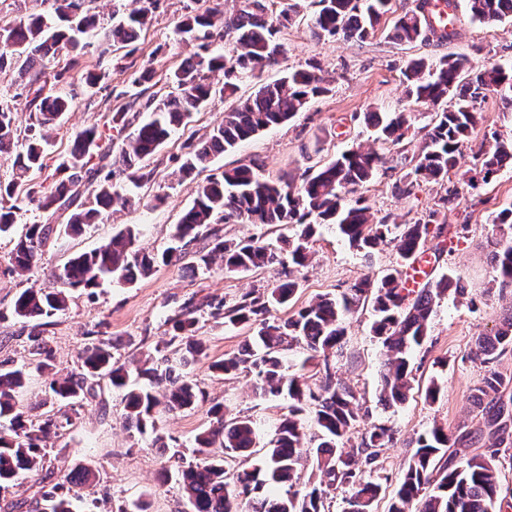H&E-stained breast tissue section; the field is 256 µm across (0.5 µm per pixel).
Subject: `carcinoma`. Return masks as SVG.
Here are the masks:
<instances>
[{
    "label": "carcinoma",
    "mask_w": 512,
    "mask_h": 512,
    "mask_svg": "<svg viewBox=\"0 0 512 512\" xmlns=\"http://www.w3.org/2000/svg\"><path fill=\"white\" fill-rule=\"evenodd\" d=\"M73 0H54L58 23L42 14H31L23 20L0 27V71L17 69L24 81L27 110L33 112L28 138L18 144L14 105L0 101V153L21 147L17 153V176L7 185L0 184V197L25 196L50 210L62 206L71 209L65 232L76 233L85 224H96L114 204L123 206L130 199L112 186V173L102 179L103 166L90 167L95 157L103 162L112 158L135 184L149 180L144 161L154 156L175 127L199 110L216 93L232 95L237 82L255 71L278 62L283 44L278 40L282 29L292 23L296 4L281 0L274 10L266 0H239L230 14L219 6H208L196 0L197 7L180 15L176 33L186 41L199 42L203 52L185 59L170 75L172 90L152 93L141 104L150 118L125 137L119 151L114 141H105L97 128L77 132L69 155L60 165L65 178L48 190L35 187L28 174L43 168L45 145L50 133L61 124L71 108L72 99L55 90L66 79V71H46V62L56 58L62 49L80 54L88 46L74 36L90 37L96 26L94 16L81 9L74 19L68 18ZM158 0H135L136 7L118 15L112 24V40L130 46L151 20ZM390 0H313L315 10L311 30L318 38L362 41L375 29L387 12ZM452 11L448 19L440 18L430 0H415V5L395 22L389 37L401 43L436 41L443 43L455 32L446 24L455 17L457 0H445ZM469 13L482 23L496 24L512 20V0H466ZM234 36L233 56L208 52V47L224 36ZM221 73L222 85L212 76ZM406 97L415 104L434 108L425 126L424 143L409 153L405 139L413 125L410 112H393L383 118L378 112H367V125L377 130L376 140L399 147V164L410 168L399 179L398 190L410 196L420 183H434L444 190L437 208L425 218L412 223L399 222L388 215L376 222L365 199L353 196L357 187L373 180L385 170L386 157L375 148L358 144L336 158L309 168L301 175L300 184L285 177L265 178L249 166L227 168L208 177L198 188L193 204L183 213L173 234L174 245L162 254H152L135 247L139 225L123 224L107 243L71 257L64 265L59 280L67 288L84 290L102 282L132 284L148 275L158 264L181 262L191 255L199 265L208 266L219 259L224 271L249 273L265 269L279 261L277 252L253 236L228 242L219 235L217 224L244 221L284 229L297 227L292 240L283 239L292 263L306 264L310 240L316 227L336 226L350 247L368 252L393 243L401 259L415 261L426 246L429 236L439 239L459 236L468 222L454 231L438 216L456 198L457 189L448 185L449 174L480 119L481 102L490 93H512V63L474 67L470 59L443 57L439 60L412 59L405 70ZM330 91L322 68L316 64L307 70L287 72L273 82H258L252 95L224 113L204 140L185 153L180 171L189 176L210 160L259 132L281 125L304 111L316 98ZM485 176L492 177L505 167L512 168V140L493 135L474 152ZM88 191L93 201L82 200ZM17 206L0 202V237L13 232ZM58 232L53 224H30L14 245L12 263L21 274H31L37 267L41 247ZM203 246L191 252L196 242ZM492 265L500 286L512 285V237L500 240L492 251ZM403 270L392 268L381 277L369 276L354 283L340 297L324 296L282 318L273 311L285 307L295 295L298 283L292 279L279 282L262 292L244 295L242 300L224 313L227 323L248 327L252 336L238 352L211 365L220 375H253L262 397L288 400V414L276 424L266 442L263 466L237 475L230 482L224 476V457H249L257 447V424L249 415L227 413L221 403L209 409L207 429L195 437V457L181 461L174 473L161 472L162 481L171 477L182 484L190 512H321L327 489L347 486L345 512H372L382 490L381 484L365 477V467L376 463L379 449L392 440L391 430L373 425L361 435L356 448H347L346 437L359 421V406L350 387L336 380L329 361L330 353L342 348L346 321L366 302L372 303L374 319L370 332L382 345L384 372L380 400L400 405L413 389L412 354L424 347L435 306L442 297L463 295L466 288L460 277L451 272L426 282L414 292L401 288ZM61 290L26 288L15 298L12 313L23 320L50 318L65 310ZM196 319L187 317L173 324L171 341L175 347L153 360H137L131 364L117 361L112 344L99 341L86 346L79 356L77 370L65 377L47 376L49 393L68 405L95 397V383L107 378L112 386L124 390L125 421L139 434H150L156 448L169 447V436L162 428L163 417L190 409L197 400L196 387L181 368L203 354L202 342L195 336ZM31 326L28 338L34 368L43 373L49 364L40 360L46 353L40 330ZM301 344L310 352L308 360L321 367L323 377L319 391L307 387L301 374L285 367L283 351ZM512 350V309L492 334L475 340V354L487 363L495 362ZM24 367L6 368L0 364V491L20 486V478L39 469L46 453L44 442L52 429L60 425L52 420L35 424L19 409L18 398L26 384ZM512 384L495 368L488 369L480 385L474 389L473 401L482 408L485 429L450 434L435 427L418 437L416 450L400 478L389 512H408L409 505L418 512H502L512 507L500 498L501 485L494 465L500 448L512 444V397L503 401ZM315 407L320 435L310 449L319 482L302 490L296 488L302 467L299 448L304 442L303 418L309 406ZM488 435L485 452L460 460L449 459L444 467L436 460L459 443L478 442ZM224 449L217 458L211 449ZM93 476L91 468L75 464L67 467L62 482L42 486L41 498L46 512H73L69 497L59 494L63 484L80 488Z\"/></svg>",
    "instance_id": "1"
}]
</instances>
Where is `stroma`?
<instances>
[{
	"mask_svg": "<svg viewBox=\"0 0 512 512\" xmlns=\"http://www.w3.org/2000/svg\"><path fill=\"white\" fill-rule=\"evenodd\" d=\"M187 2L158 0L135 53L113 47L110 39L100 35L78 66H71L67 54L55 58L53 68L73 69L71 80L62 90L73 97L74 108L53 132L46 165L33 174L34 183L48 186L59 179L58 159L69 151L76 131L94 127L110 132L113 111L128 102L135 91L129 66L151 64L153 82L162 86L172 69L196 53V43L182 41L175 33L176 20ZM296 3L293 23L279 35L284 55L279 65L263 68L259 79L276 80L285 71L306 68L315 60L330 81L329 93L290 122L268 128L235 150L216 156L207 172L181 176L178 168L190 146L204 139L232 103L246 100L259 79H244L233 98L212 96L149 160V181L136 187L120 169H113L116 190L140 198V205L106 213L102 222L85 227L81 234H59L45 247L40 265L31 276L18 275L13 268L15 235L0 237V362L9 360L19 367L32 360L30 328L11 314L18 292L25 288H59L58 275L68 259L109 241L118 225H139L138 248L163 252L171 245L174 224L192 205L198 185L208 174L247 165L271 178L300 176L354 144L371 145L373 137L363 121L367 112H395L405 107L415 114L416 127L426 125L431 106L411 103L404 94L402 72L410 59L464 55L476 65L512 59V22L484 24L472 20L463 8L457 11L454 39L438 46L420 41L398 43L389 38L393 23L412 7L413 0H391L374 32L357 42L315 37L309 22L314 10L312 0ZM88 70L99 74L96 86L86 84L83 74ZM481 113L473 143L490 138L496 131L512 132V105L503 102L500 95H488L481 104ZM471 165L472 152L464 150L450 174L457 196L447 211L448 223L465 220L469 229L464 237L446 240L440 262L427 268L431 279L453 271L466 287L463 297L441 300L431 324V348L424 358L414 362L420 384L432 380L438 383L437 399L428 400L424 392L414 391L404 404L392 408L380 404L384 355L381 344L369 332L371 308L349 317L343 353L331 360L337 378L353 390L364 413L350 436V445L358 446L362 433L374 424L391 428L394 433L392 442L380 449L377 460L375 477L383 488L377 512H387L421 434L436 426L451 433L463 426L478 428L481 411L473 404L472 394L487 367L471 354L474 340L493 333L512 308V286L502 288L495 283L490 263L495 241L512 234L511 228L494 221L502 207L512 204V169L500 171L489 184L474 189L468 186L465 175ZM400 176V171H390L359 188V195L375 217L394 214L412 222L435 207L441 194L437 185L421 184L414 196L405 197L396 189ZM310 251L311 258L302 267L287 263L242 274L225 272L219 261L194 270L161 265L132 285L106 283L86 291L72 290L66 311L48 318L42 328L53 368L61 375L76 369L79 352L102 339L114 341L113 354L120 361L147 357L170 339L173 318L192 315L198 321L197 335L205 351L190 368L189 376L204 398L194 409L164 419L163 427L174 450L191 456L195 436L208 424L207 411L218 402L231 412L253 416L261 437L269 438L287 413L288 403L258 396L250 379H224L210 371L211 362L236 352L249 334L246 328L225 324L223 316L212 314L211 305L233 306L246 293L264 290L289 275L299 284L292 303L297 309L321 295L340 296L362 277L382 275L401 262L394 245L367 255L350 247L332 226L321 228ZM96 392V398L64 410L69 421L60 433L47 437L42 468L26 475L21 486L0 492V512H42L39 490L59 482L65 461L84 463L96 475L93 485L79 490L75 512H184L181 485L173 480L163 484L158 479L160 472L170 466V457L157 453L149 436L128 428L120 391L104 380Z\"/></svg>",
	"mask_w": 512,
	"mask_h": 512,
	"instance_id": "stroma-1",
	"label": "stroma"
}]
</instances>
